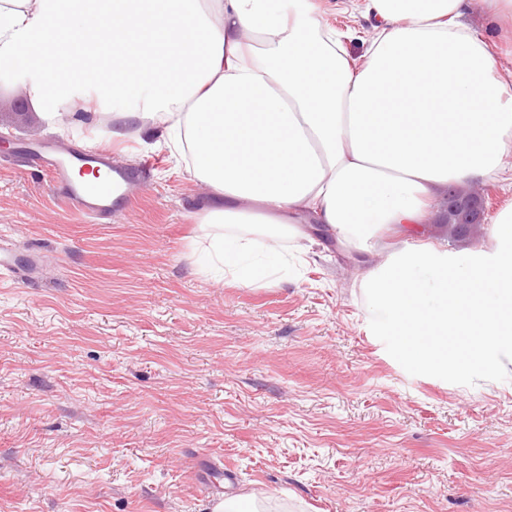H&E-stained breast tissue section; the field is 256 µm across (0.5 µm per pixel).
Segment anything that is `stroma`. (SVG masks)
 <instances>
[{
	"mask_svg": "<svg viewBox=\"0 0 512 512\" xmlns=\"http://www.w3.org/2000/svg\"><path fill=\"white\" fill-rule=\"evenodd\" d=\"M0 80V237L36 272L0 279V512H211L206 484L265 512H512V378L409 375L370 330L364 276L444 224L368 249L304 225L306 250L245 288L200 269L207 196L154 139ZM105 144L136 169L111 223L64 209L17 143ZM150 170H142L143 162Z\"/></svg>",
	"mask_w": 512,
	"mask_h": 512,
	"instance_id": "obj_1",
	"label": "stroma"
}]
</instances>
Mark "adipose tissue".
<instances>
[{"label":"adipose tissue","instance_id":"ef3b65f1","mask_svg":"<svg viewBox=\"0 0 512 512\" xmlns=\"http://www.w3.org/2000/svg\"><path fill=\"white\" fill-rule=\"evenodd\" d=\"M478 7L512 18V0H336L372 22L342 31L317 0H0V72L24 71L47 115L95 102L113 139L190 155L205 222L234 230L207 259L251 287L288 257L240 227L364 246L428 223L449 185L512 190V73L467 23Z\"/></svg>","mask_w":512,"mask_h":512}]
</instances>
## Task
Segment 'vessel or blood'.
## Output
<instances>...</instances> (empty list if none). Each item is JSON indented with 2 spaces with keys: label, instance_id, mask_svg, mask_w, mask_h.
Here are the masks:
<instances>
[{
  "label": "vessel or blood",
  "instance_id": "vessel-or-blood-1",
  "mask_svg": "<svg viewBox=\"0 0 512 512\" xmlns=\"http://www.w3.org/2000/svg\"><path fill=\"white\" fill-rule=\"evenodd\" d=\"M29 161L44 169L51 177L56 194L66 206L95 221L111 218L115 195L121 194L133 176L132 171L112 163L110 150L84 147L58 148L42 144L26 148ZM105 166L108 178L103 182L75 181L73 170ZM37 255L16 260L11 249L0 243V278L26 275L36 266Z\"/></svg>",
  "mask_w": 512,
  "mask_h": 512
}]
</instances>
